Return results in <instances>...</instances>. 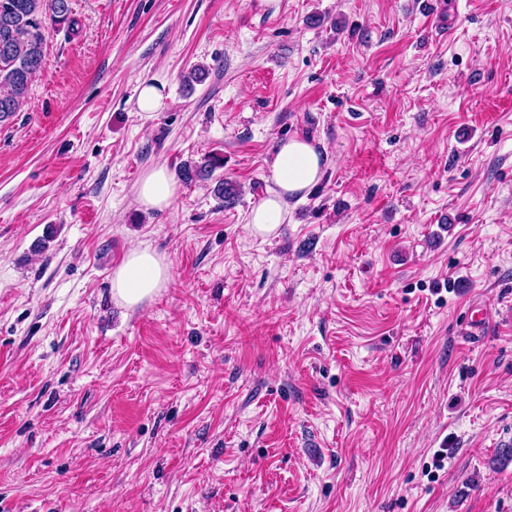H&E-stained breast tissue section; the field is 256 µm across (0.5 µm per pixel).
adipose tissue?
Instances as JSON below:
<instances>
[{"label":"adipose tissue","mask_w":512,"mask_h":512,"mask_svg":"<svg viewBox=\"0 0 512 512\" xmlns=\"http://www.w3.org/2000/svg\"><path fill=\"white\" fill-rule=\"evenodd\" d=\"M326 158L314 145L300 138L280 144L271 165L272 187L267 198L248 217L253 234L263 238L274 235L287 216V201L302 197L316 184L325 169ZM179 186L165 166L157 165L141 178L137 202L146 209L165 210L174 202ZM168 265L162 256L147 248L128 252L112 272V297L127 308H139L170 280Z\"/></svg>","instance_id":"ef3b65f1"}]
</instances>
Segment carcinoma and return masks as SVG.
I'll return each instance as SVG.
<instances>
[{
    "label": "carcinoma",
    "instance_id": "obj_1",
    "mask_svg": "<svg viewBox=\"0 0 512 512\" xmlns=\"http://www.w3.org/2000/svg\"><path fill=\"white\" fill-rule=\"evenodd\" d=\"M70 0H0V123L22 111L32 83L46 71L48 28L72 27ZM222 163L207 159L181 170L184 181L207 179Z\"/></svg>",
    "mask_w": 512,
    "mask_h": 512
}]
</instances>
